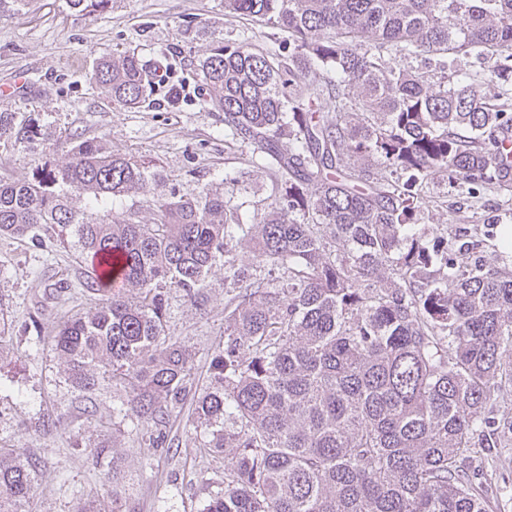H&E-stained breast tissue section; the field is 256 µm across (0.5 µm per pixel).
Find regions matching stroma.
I'll use <instances>...</instances> for the list:
<instances>
[{
	"label": "stroma",
	"instance_id": "35a3bbf8",
	"mask_svg": "<svg viewBox=\"0 0 512 512\" xmlns=\"http://www.w3.org/2000/svg\"><path fill=\"white\" fill-rule=\"evenodd\" d=\"M265 41L266 28L224 14V0H110L103 12L81 16L66 0H5L0 5V84L17 76L27 83L0 96V112L30 130L27 140L0 139V179L32 178L45 165H63L73 138L94 139L108 149L156 163L166 180L148 194L185 195L209 184L233 191L243 222L272 202L267 174L253 171L247 150L224 136L217 113L200 105L204 95L192 62L218 41L242 34ZM161 48L180 49L169 73L185 90L178 108L160 105L122 110L92 83L102 57L132 51L148 59ZM74 250L0 236V442L18 447L39 467L30 512H76L94 495L118 489L119 512H201L207 483L224 477V457L201 456L202 428L190 409L170 420L175 447H145L150 429L132 431L113 422L122 388L92 397L95 415L78 408L66 383L64 362L50 338L65 316L88 310ZM224 271L210 273L198 301L171 298L168 332L206 373L224 341ZM67 425H57L60 415ZM124 451L121 485L106 481L108 468L91 450Z\"/></svg>",
	"mask_w": 512,
	"mask_h": 512
}]
</instances>
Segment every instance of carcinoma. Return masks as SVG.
Listing matches in <instances>:
<instances>
[{
    "label": "carcinoma",
    "mask_w": 512,
    "mask_h": 512,
    "mask_svg": "<svg viewBox=\"0 0 512 512\" xmlns=\"http://www.w3.org/2000/svg\"><path fill=\"white\" fill-rule=\"evenodd\" d=\"M81 15L109 0H67ZM284 34L217 41L194 61L247 165L274 182L241 222L203 187L146 193L160 171L94 140L66 164L0 180V236L75 238L94 304L52 341L86 402L121 387L123 418L164 427L191 402L199 452L224 455L202 512H486L512 464V248L425 222L427 187L512 220V0H224ZM172 50L114 53L93 82L124 109L171 106ZM29 138L0 113V139ZM224 266V345L207 383L167 333ZM36 464L0 444V512H26Z\"/></svg>",
    "instance_id": "obj_1"
}]
</instances>
